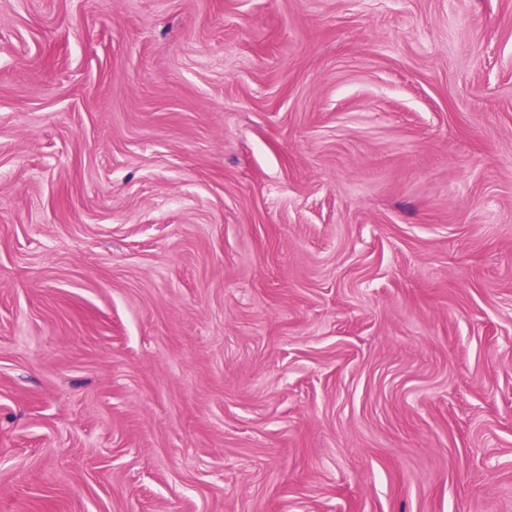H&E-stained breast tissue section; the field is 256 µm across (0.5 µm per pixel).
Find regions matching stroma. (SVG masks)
<instances>
[{"label":"stroma","instance_id":"obj_1","mask_svg":"<svg viewBox=\"0 0 512 512\" xmlns=\"http://www.w3.org/2000/svg\"><path fill=\"white\" fill-rule=\"evenodd\" d=\"M0 512H512V0H0Z\"/></svg>","mask_w":512,"mask_h":512}]
</instances>
